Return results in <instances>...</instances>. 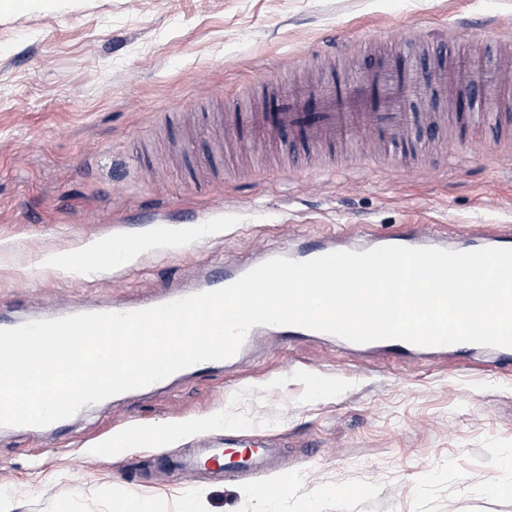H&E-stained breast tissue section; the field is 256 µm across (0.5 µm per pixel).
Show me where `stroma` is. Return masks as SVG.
I'll list each match as a JSON object with an SVG mask.
<instances>
[{
    "label": "stroma",
    "instance_id": "obj_1",
    "mask_svg": "<svg viewBox=\"0 0 512 512\" xmlns=\"http://www.w3.org/2000/svg\"><path fill=\"white\" fill-rule=\"evenodd\" d=\"M512 0H39L0 17V312L134 302L197 268L257 257L288 231L512 225V74L477 99L496 128H419L428 150L367 152L331 166L258 145L237 168V101L270 108L295 81L330 83L369 63L365 45L433 70L454 50L495 71ZM128 240L136 255L83 259ZM211 416L180 443L115 450ZM284 444L255 494L174 464L203 438ZM490 474L491 491L472 487ZM0 496L12 512H512V365L469 353L439 365L366 358L337 342L255 347L238 365L87 406L33 432L0 428Z\"/></svg>",
    "mask_w": 512,
    "mask_h": 512
}]
</instances>
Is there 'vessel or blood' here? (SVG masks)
<instances>
[{
	"label": "vessel or blood",
	"instance_id": "1",
	"mask_svg": "<svg viewBox=\"0 0 512 512\" xmlns=\"http://www.w3.org/2000/svg\"><path fill=\"white\" fill-rule=\"evenodd\" d=\"M413 62L403 65H376L367 69L357 84L337 83L322 88L313 107H305L306 92L291 91L279 96L269 112H239L234 122L244 135L261 133L281 136L289 134L295 145L302 148L307 157L313 158L334 150L336 145L365 129L388 148L392 155H400L417 146L413 136L416 125H430L425 114L407 111L405 102L410 93L424 89ZM337 237L328 234L325 242L317 247L292 244L281 249L264 251L263 260L287 257L306 261L335 251ZM384 246L412 248H439L454 251H472L481 248H512V227L504 226L485 234L463 229L455 237L433 224H416L408 231L371 235L368 242L358 244L364 252ZM246 262L233 268H223L206 276H194L189 291L175 290L158 297V304L185 298L186 294H198L224 288L236 282L252 270ZM269 334L271 344H284L310 337L311 329L294 325H258L251 328L242 343L250 348L260 334ZM353 351L379 352L401 358H432L455 355L463 351L487 356L489 369H496L512 362V348L486 347L469 343L422 347L402 340H385L365 344H353ZM276 452L274 446L249 447L244 452L233 453L225 441H207L195 454L182 459L180 466L193 470L207 466L217 475L238 474L262 475L272 468Z\"/></svg>",
	"mask_w": 512,
	"mask_h": 512
}]
</instances>
